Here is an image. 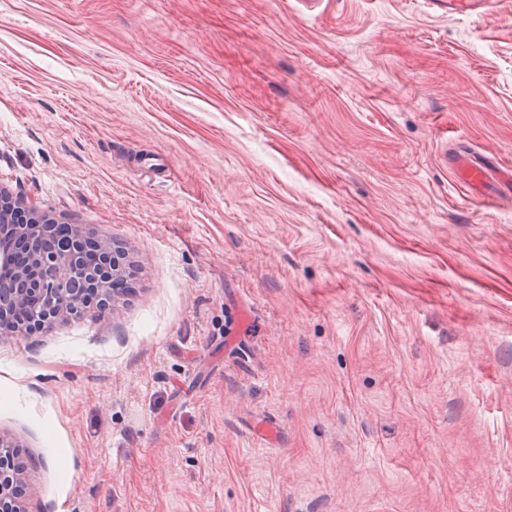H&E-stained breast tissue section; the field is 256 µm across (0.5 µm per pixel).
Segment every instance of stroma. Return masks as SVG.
I'll return each mask as SVG.
<instances>
[{
  "mask_svg": "<svg viewBox=\"0 0 512 512\" xmlns=\"http://www.w3.org/2000/svg\"><path fill=\"white\" fill-rule=\"evenodd\" d=\"M512 9L0 0V190L127 252L0 338L27 512H512ZM461 162L457 169L459 183L471 191L477 190L487 180L490 171L488 165L486 163Z\"/></svg>",
  "mask_w": 512,
  "mask_h": 512,
  "instance_id": "stroma-1",
  "label": "stroma"
}]
</instances>
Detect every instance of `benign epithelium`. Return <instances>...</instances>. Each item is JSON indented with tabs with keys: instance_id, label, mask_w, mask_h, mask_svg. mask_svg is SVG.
I'll return each mask as SVG.
<instances>
[{
	"instance_id": "benign-epithelium-1",
	"label": "benign epithelium",
	"mask_w": 512,
	"mask_h": 512,
	"mask_svg": "<svg viewBox=\"0 0 512 512\" xmlns=\"http://www.w3.org/2000/svg\"><path fill=\"white\" fill-rule=\"evenodd\" d=\"M0 193V335L30 336L46 332L91 306L106 308L124 294L112 287L131 273L126 256L69 227L68 243L51 245L57 225L40 223L38 210L26 207L29 223H12V211ZM97 254L89 264L86 254ZM0 434V512H26L25 461Z\"/></svg>"
}]
</instances>
